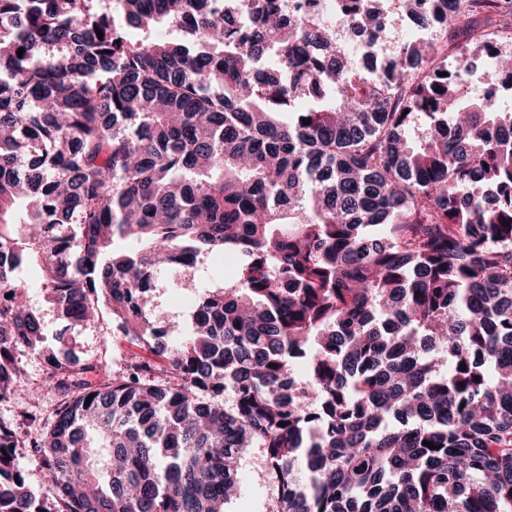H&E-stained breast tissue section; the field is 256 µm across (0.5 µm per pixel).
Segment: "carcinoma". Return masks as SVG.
Segmentation results:
<instances>
[{"label": "carcinoma", "mask_w": 512, "mask_h": 512, "mask_svg": "<svg viewBox=\"0 0 512 512\" xmlns=\"http://www.w3.org/2000/svg\"><path fill=\"white\" fill-rule=\"evenodd\" d=\"M225 2L0 0V401L22 351L61 397L0 423V512H227L253 447L269 512H512V110L465 89L512 0H398L443 38L367 74L314 0ZM224 254L170 340L155 274ZM33 265L59 340L136 348L111 382L43 346ZM17 460L25 472L28 485L36 491L42 499L51 502L53 498L52 488L44 478L36 457L33 456L28 449L19 448Z\"/></svg>", "instance_id": "obj_1"}]
</instances>
